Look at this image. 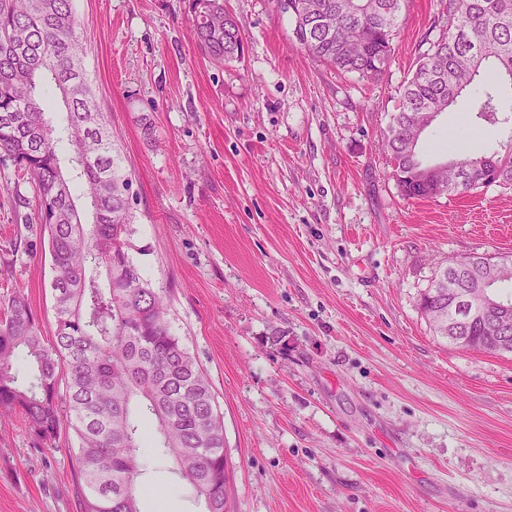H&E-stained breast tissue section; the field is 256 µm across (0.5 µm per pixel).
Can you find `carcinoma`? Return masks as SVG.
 Listing matches in <instances>:
<instances>
[{
	"label": "carcinoma",
	"mask_w": 512,
	"mask_h": 512,
	"mask_svg": "<svg viewBox=\"0 0 512 512\" xmlns=\"http://www.w3.org/2000/svg\"><path fill=\"white\" fill-rule=\"evenodd\" d=\"M291 39L312 57L376 80L392 57L405 0H288ZM201 53L215 65L237 61L243 38L224 0H188ZM72 0H0V152L35 186L37 221L48 232L54 339L46 343L21 292L0 302V414L18 411L35 441L50 447L65 426L78 440L76 461L88 493L84 512H140L136 483L146 432L195 491L204 512H228L224 422L205 370L174 336L166 298L129 255L131 182L112 155V128L86 74ZM51 75L66 125L47 118ZM475 90V127L512 125V0H448V33L418 58L383 148L403 196H440L414 175L424 165L417 125L429 128L463 93ZM72 151L70 174L61 143ZM446 193L464 195L485 179L512 185V139L433 164ZM106 284L100 282V271ZM512 268L484 284L447 267L419 294L436 335L480 353H500L492 335L512 339V317L494 321L453 308L454 293L480 285L506 294ZM23 359L28 373L20 374Z\"/></svg>",
	"instance_id": "carcinoma-1"
}]
</instances>
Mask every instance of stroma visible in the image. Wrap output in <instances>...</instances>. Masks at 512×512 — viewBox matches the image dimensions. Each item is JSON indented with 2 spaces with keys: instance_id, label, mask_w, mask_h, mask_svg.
<instances>
[{
  "instance_id": "obj_1",
  "label": "stroma",
  "mask_w": 512,
  "mask_h": 512,
  "mask_svg": "<svg viewBox=\"0 0 512 512\" xmlns=\"http://www.w3.org/2000/svg\"><path fill=\"white\" fill-rule=\"evenodd\" d=\"M224 6L244 53L220 68L187 0H73L131 255L223 414L229 512H512V354L449 346L417 305L439 266L512 257V187L408 199L380 146L446 0H407L375 82L294 46L272 0ZM469 105L425 144L505 142ZM20 194L0 154V298L23 292L49 337L51 256ZM76 450L72 430L44 448L0 417V512H83ZM143 457L140 512H202L154 439Z\"/></svg>"
}]
</instances>
